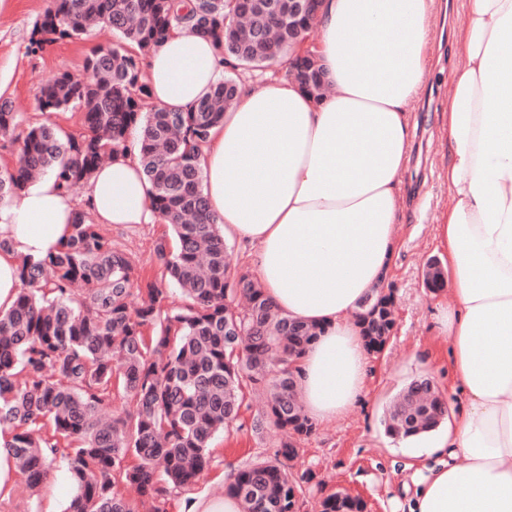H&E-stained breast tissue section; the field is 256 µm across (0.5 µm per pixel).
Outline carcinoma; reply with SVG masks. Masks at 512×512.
<instances>
[{"instance_id": "obj_1", "label": "carcinoma", "mask_w": 512, "mask_h": 512, "mask_svg": "<svg viewBox=\"0 0 512 512\" xmlns=\"http://www.w3.org/2000/svg\"><path fill=\"white\" fill-rule=\"evenodd\" d=\"M292 0H49L28 50L44 51L93 25L121 42L95 50L86 75L60 74L42 88L40 109H84V131L65 134L52 123L22 126V115L0 103V141L17 145L18 163L0 169V205L32 179L55 177L70 193L118 152L137 148L151 183V207L174 232L160 241L161 280L135 278L130 258L100 225L80 215L65 244L40 260L24 259L14 306L0 313V433L29 487L50 466L65 463L73 485L66 512H154L173 493L194 485L212 461L217 433L240 418L245 391L262 389L267 410L253 430L282 435L274 454L237 471L228 493L244 512H297L302 479L288 467L299 453L292 435L308 436L294 373L317 327L276 312L250 271H231L224 230L209 212L198 156L210 130L235 101L239 85L221 79L186 112L152 104L139 57L175 27L187 24L213 38L234 68H255L293 53L288 32ZM237 21L225 30L224 22ZM137 126L138 142L129 140ZM180 290L173 305L164 283ZM424 285L446 286L439 260L429 261ZM138 293L141 303L131 305ZM368 350L383 344L394 324V294L376 288L357 313ZM134 412L106 420L115 397ZM448 404L427 376L413 379L388 407L386 433L407 438L436 429ZM321 512H359L337 491Z\"/></svg>"}]
</instances>
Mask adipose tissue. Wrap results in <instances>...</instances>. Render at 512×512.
Masks as SVG:
<instances>
[{"mask_svg":"<svg viewBox=\"0 0 512 512\" xmlns=\"http://www.w3.org/2000/svg\"><path fill=\"white\" fill-rule=\"evenodd\" d=\"M435 0H323L314 52L329 94L295 81L247 82L199 158L224 238L242 244L271 305L316 324L298 363L309 418L328 422L360 400L369 356L360 301L395 263L411 107L430 64ZM442 115L448 205L437 226L453 302L437 304L451 349L449 391L465 410L433 444L448 461L421 475L412 512H512V0H465ZM218 44L169 32L148 58L152 103L184 111L224 76ZM134 152L92 175L84 202L53 177L0 207V311L17 296L20 260L54 252L79 213L97 224H158Z\"/></svg>","mask_w":512,"mask_h":512,"instance_id":"1","label":"adipose tissue"}]
</instances>
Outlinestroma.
I'll list each match as a JSON object with an SVG mask.
<instances>
[{
    "mask_svg": "<svg viewBox=\"0 0 512 512\" xmlns=\"http://www.w3.org/2000/svg\"><path fill=\"white\" fill-rule=\"evenodd\" d=\"M461 0H436L431 20L432 62L424 78L423 90L412 114L415 130L410 144L409 163L402 177L404 217L395 228L398 242L397 266L390 282L396 298L395 332L385 350L371 356L369 375L362 400L336 420L317 424L315 432L298 440L300 455L294 463L297 472L307 474L300 512H319L322 497L343 490L361 497L365 512H409L415 486L408 465L410 449L401 447L384 433L382 424L386 403L406 383L420 375L434 378L440 391H447L450 380V343L434 323L436 300H450V290L428 291L423 284L426 261L433 258L435 226L448 203V183L440 176L448 154L444 139L442 112L452 91L451 76L467 65L465 56L456 54L452 37L462 20ZM48 0H0V98L29 123H54L64 132L82 129V112L72 109L49 114L38 103L43 84L67 73H85V62L93 51L117 43L111 31L95 29L78 39H65L43 52H28L33 26ZM113 245L132 260L136 276L157 279L154 247L170 238L165 224L103 225ZM243 411L242 429L218 435L214 460L193 494L211 492L224 484V469L243 468L273 451L274 434H255L252 421L266 408L263 396L250 395ZM13 491L0 512H64L73 489L64 467L49 470L38 491L26 488L20 474L11 477Z\"/></svg>",
    "mask_w": 512,
    "mask_h": 512,
    "instance_id": "35a3bbf8",
    "label": "stroma"
}]
</instances>
